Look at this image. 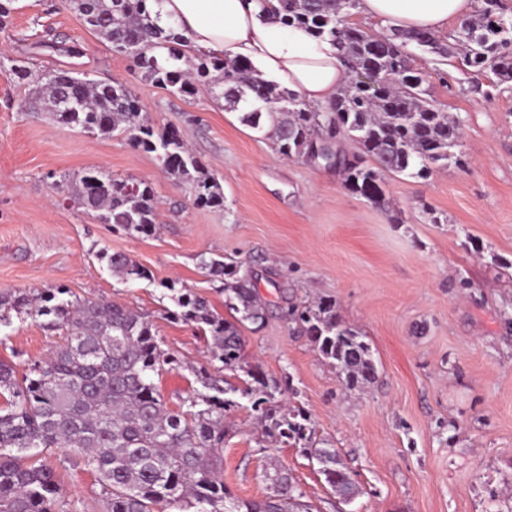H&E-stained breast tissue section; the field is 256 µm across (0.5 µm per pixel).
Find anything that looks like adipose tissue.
<instances>
[{"instance_id": "obj_1", "label": "adipose tissue", "mask_w": 512, "mask_h": 512, "mask_svg": "<svg viewBox=\"0 0 512 512\" xmlns=\"http://www.w3.org/2000/svg\"><path fill=\"white\" fill-rule=\"evenodd\" d=\"M147 7L190 51L248 62L311 106H327L349 77L329 40L261 13L257 0H148ZM472 9L473 0H361L362 13L387 29L438 31Z\"/></svg>"}]
</instances>
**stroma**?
<instances>
[{
    "label": "stroma",
    "instance_id": "stroma-1",
    "mask_svg": "<svg viewBox=\"0 0 512 512\" xmlns=\"http://www.w3.org/2000/svg\"><path fill=\"white\" fill-rule=\"evenodd\" d=\"M10 7L0 26V292L61 287L145 314L180 363L154 379L169 409L182 411L203 369L236 400L222 473L239 499H264L283 468L316 512H486L493 490L512 512V82L476 93L480 76L460 56L413 51L428 99L461 122L465 164L385 176V210L345 189L339 169L276 154L223 89L186 98L145 80L66 0ZM14 64L125 84L154 130L176 131L219 179L223 210L196 206L188 185L127 138L30 108L27 85L5 74ZM93 168L149 179L154 234H126L65 199L61 187ZM105 252L127 255L147 278L118 280ZM213 259L244 263L270 301L263 322L240 327L246 360L282 383L283 405L308 414L314 445L335 449L354 476L353 501L336 497L303 442L267 436L239 393L243 372L213 359L194 323L171 318L180 288L227 315L224 282L205 267ZM317 298L365 336L375 383L345 389L297 332L289 303ZM65 341L46 318L18 315L0 330V361L20 376ZM51 461L59 512H102L84 462L61 451Z\"/></svg>",
    "mask_w": 512,
    "mask_h": 512
}]
</instances>
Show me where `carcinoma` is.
<instances>
[{
    "instance_id": "obj_1",
    "label": "carcinoma",
    "mask_w": 512,
    "mask_h": 512,
    "mask_svg": "<svg viewBox=\"0 0 512 512\" xmlns=\"http://www.w3.org/2000/svg\"><path fill=\"white\" fill-rule=\"evenodd\" d=\"M84 24L124 54L131 46L143 77L175 96H194L216 85L224 99L243 111L242 121L272 140L279 154L315 158V145L339 135L359 154L342 156L345 182L372 204L391 206L382 188L386 174L424 177L439 164L459 162L457 119L421 96L422 78L413 71L410 49L439 56L456 51L491 84L512 82V0H483L476 18L462 22L442 43L427 30L369 31L351 20L360 0H258L287 26H300L328 38L346 63L350 78L336 95L337 111L321 110L275 81L262 78L248 63L213 54L186 55L173 29L150 24L147 0H67ZM372 74L378 88L357 73ZM32 96L66 126L92 134L135 133L133 145L154 155L160 167L191 185L194 204L224 209V191L174 131L157 132L127 87L76 82L66 70L37 79ZM73 203L130 234L156 231V202L145 181L86 172ZM112 272L126 280L146 272L124 254L108 257ZM205 266L224 280L225 305L234 320L217 314L208 301L184 288L177 319L203 325L211 352L229 370L244 369L239 324L262 321L265 303L241 266L213 259ZM64 288L38 293H0V327L10 314L50 318L67 330L66 343L44 362H36L19 380L0 362V512H55L59 493L56 471L46 454L62 448L80 458L105 493L103 512H164L170 504L193 512H312L288 471L272 479V491L260 501L235 498L221 475L224 417L237 402L226 389L204 383L208 392L183 400L186 410L171 412L152 381L164 357L151 322L116 303L69 298ZM289 316L301 334L338 369L354 390L377 379L370 345L344 323L336 303L319 299L293 305ZM242 394L258 396L253 405L270 422L273 438H306L307 416L283 412L277 386L258 369L246 371ZM326 482L344 497L355 488L351 474L337 466L336 451L309 448Z\"/></svg>"
}]
</instances>
